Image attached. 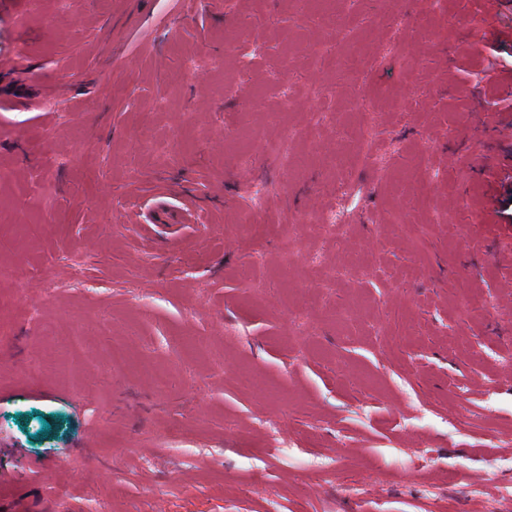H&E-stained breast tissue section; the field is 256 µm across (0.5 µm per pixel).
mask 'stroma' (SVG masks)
<instances>
[{
	"instance_id": "1",
	"label": "stroma",
	"mask_w": 512,
	"mask_h": 512,
	"mask_svg": "<svg viewBox=\"0 0 512 512\" xmlns=\"http://www.w3.org/2000/svg\"><path fill=\"white\" fill-rule=\"evenodd\" d=\"M481 17L482 0H0L1 506L512 512V112L483 122ZM323 46L356 65L315 71ZM318 111L336 120L312 134ZM274 136L293 168L264 156ZM256 181L257 229L239 221ZM347 181L337 237L317 213ZM105 336L128 368L98 360ZM39 467L58 496L18 498Z\"/></svg>"
}]
</instances>
